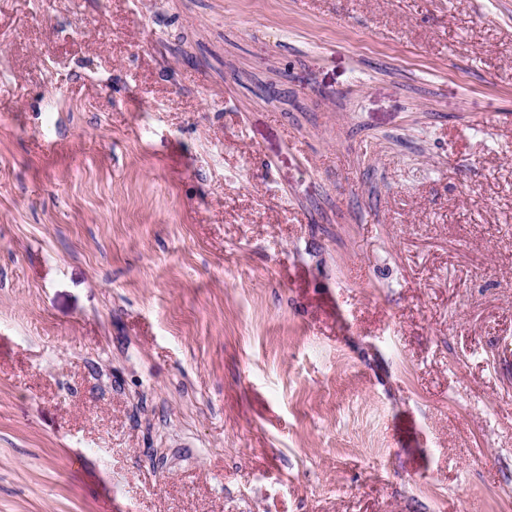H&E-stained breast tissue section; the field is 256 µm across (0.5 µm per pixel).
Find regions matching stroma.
Segmentation results:
<instances>
[{"instance_id": "obj_1", "label": "stroma", "mask_w": 512, "mask_h": 512, "mask_svg": "<svg viewBox=\"0 0 512 512\" xmlns=\"http://www.w3.org/2000/svg\"><path fill=\"white\" fill-rule=\"evenodd\" d=\"M0 512H512V0H0Z\"/></svg>"}]
</instances>
